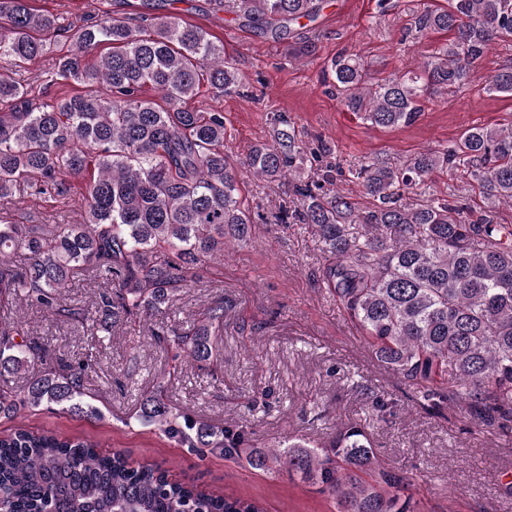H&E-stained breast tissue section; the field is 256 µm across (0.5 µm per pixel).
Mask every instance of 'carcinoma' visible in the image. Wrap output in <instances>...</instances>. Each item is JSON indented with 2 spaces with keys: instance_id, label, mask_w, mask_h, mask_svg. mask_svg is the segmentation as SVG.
<instances>
[{
  "instance_id": "obj_1",
  "label": "carcinoma",
  "mask_w": 512,
  "mask_h": 512,
  "mask_svg": "<svg viewBox=\"0 0 512 512\" xmlns=\"http://www.w3.org/2000/svg\"><path fill=\"white\" fill-rule=\"evenodd\" d=\"M233 3L240 16L277 38L291 26L317 21L327 0H215ZM0 60L33 61L45 53L32 32L57 28L55 17L31 0H0ZM154 36L121 17L73 28V46L56 61L64 81L99 82L84 95L40 105L21 84L0 79V198L24 184L34 195H66L84 182L83 212L74 224H17L0 214V299L21 296L58 317L75 321L89 336L110 333L124 315L159 313L183 288L201 282L206 264L244 244L254 230L251 211L239 201L244 171L276 182L294 177L300 207L282 209L275 223L309 224L334 257L324 284L364 333L383 366L402 375L433 409L445 402L467 407L477 423L512 433V229L496 221L512 203V126H472L444 149H425L393 165L362 164L351 171L374 207L361 211L338 190L335 164L318 177L302 176V140L283 114L272 116L271 142L253 145L235 159L224 146V113L191 109L201 83L220 93L237 91L242 77L201 27L174 14L140 16ZM414 30L453 33L448 45L416 70L377 83L355 54L332 63L336 95L347 110L372 126L414 124L423 103L462 93L479 61L512 38V0H451L449 9L417 12ZM111 46L97 67L86 56ZM152 90L156 98L144 96ZM490 95L512 96V65L485 85ZM462 170L478 186L482 213L443 197L416 206L402 203L408 190L437 170ZM21 255L17 265L13 256ZM106 281L90 307L68 297L76 275ZM226 309L207 307L188 328L155 332L178 360L218 365ZM41 364L21 391L0 388V417L46 407L99 419L86 378L90 364L72 362L34 340H15L0 323V376L32 361ZM163 386L139 393L132 419L155 427L189 448H207L227 459L249 449L247 463L263 471L288 470L316 484L336 512H417L408 473L376 464L361 427L341 431L327 448L288 437L275 448L257 443L237 424L214 426L172 411ZM0 496L11 512H265L252 498L172 482L158 464L133 467L125 453L103 455L92 444L53 432L17 428L0 437Z\"/></svg>"
}]
</instances>
